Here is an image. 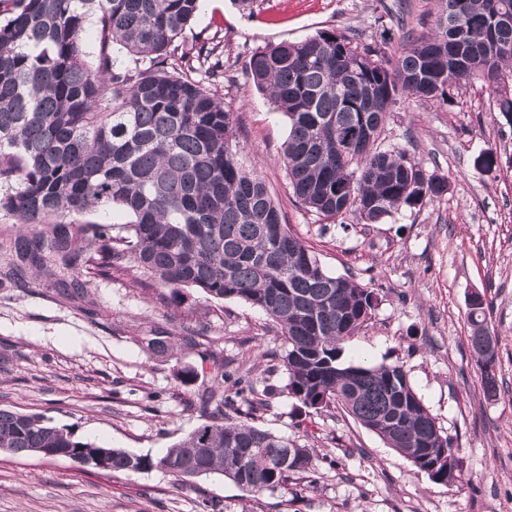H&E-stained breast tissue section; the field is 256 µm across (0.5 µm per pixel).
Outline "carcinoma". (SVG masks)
<instances>
[{
    "label": "carcinoma",
    "instance_id": "carcinoma-1",
    "mask_svg": "<svg viewBox=\"0 0 512 512\" xmlns=\"http://www.w3.org/2000/svg\"><path fill=\"white\" fill-rule=\"evenodd\" d=\"M0 23V210L25 231L0 280L35 270L54 278L134 268L177 293L198 288L263 311L284 337L273 369L288 383L258 387L203 358L182 372L207 373L199 405L207 420L159 458L84 442L39 413L0 408V449L43 455L59 448L85 464L96 455L111 472L163 468L176 478L219 474L250 496L296 476L315 483V450L254 424L272 399L316 412L339 404L362 427L439 484L462 481L463 464L399 364L342 360L344 344L371 319L374 291L326 271L292 232L265 182L238 160L237 119L217 96L224 77L219 33L187 39L202 0H11ZM438 0L430 32L390 61L377 48L319 31L267 44L245 75L288 119L282 162L293 195L334 223L353 214L381 224L405 207L446 195L448 179L400 150L381 147L398 97L448 103L463 82L487 83L493 109L512 127V28L491 56L456 59L462 43L512 18V0ZM96 19L98 52L85 24ZM128 58L124 67L116 55ZM205 69L207 80L192 73ZM117 207L123 224L81 217ZM39 229L29 236L26 229ZM470 346L485 393L497 396V355L486 300L467 308ZM147 350L165 356L172 337L155 330ZM247 414L239 416L240 405Z\"/></svg>",
    "mask_w": 512,
    "mask_h": 512
}]
</instances>
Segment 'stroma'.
I'll return each instance as SVG.
<instances>
[{
    "mask_svg": "<svg viewBox=\"0 0 512 512\" xmlns=\"http://www.w3.org/2000/svg\"><path fill=\"white\" fill-rule=\"evenodd\" d=\"M437 0H204L187 36L220 33V95L239 119L245 166L265 181L287 224L333 275L373 289L366 328L346 345L345 362L403 364L412 385L462 458L461 483L447 486L389 448L346 412L313 417L310 441L320 458L316 484L251 497L220 475L179 480L153 469L99 472L68 458L0 453V512H512V127L494 112L480 81L454 88L450 103L402 97L390 112L383 148L404 149L447 177L441 200L404 208L380 224L348 216L331 224L306 210L279 160L288 120L245 75L251 55L269 43L296 42L320 30L384 46L397 57L403 40L430 31ZM498 164L477 163L487 149ZM61 297L49 280L0 283V407L39 413L80 440L153 458L203 421L196 404L210 385L180 373L207 354L282 386L271 371L282 352L267 316L233 299L194 288L172 299L144 288L133 272L93 273ZM484 292L498 343L500 392L487 397L469 346L466 296ZM177 336L172 355L150 358L142 339L155 327ZM199 331L184 341L187 327ZM305 413L292 398L273 400L259 427L301 437ZM357 454L343 455L346 446Z\"/></svg>",
    "mask_w": 512,
    "mask_h": 512,
    "instance_id": "obj_1",
    "label": "stroma"
}]
</instances>
